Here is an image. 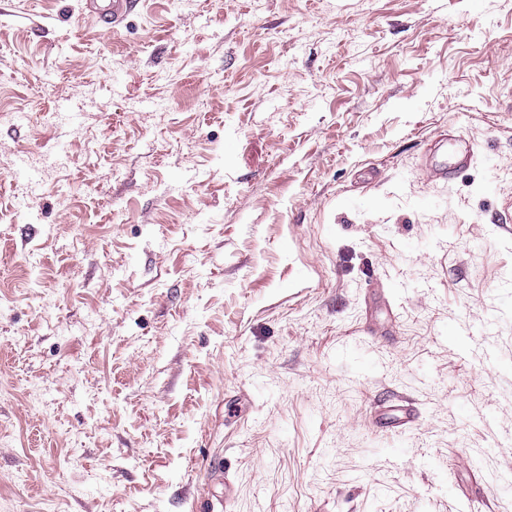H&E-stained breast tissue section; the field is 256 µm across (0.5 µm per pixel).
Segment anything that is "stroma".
I'll use <instances>...</instances> for the list:
<instances>
[{
    "mask_svg": "<svg viewBox=\"0 0 512 512\" xmlns=\"http://www.w3.org/2000/svg\"><path fill=\"white\" fill-rule=\"evenodd\" d=\"M508 437L512 0H0V512H512ZM89 15L116 30L136 6V0H87ZM460 141V137L455 135L453 132L448 131V136L446 138H443L438 146L437 149L443 147L447 142L451 146H454L453 153L451 155L452 161L448 162L447 164H442L439 167H431L430 171L433 174V177L437 179L447 180L451 181L453 180L456 175L467 168L472 160L473 150L472 148L466 149L464 152L457 150L456 145Z\"/></svg>",
    "mask_w": 512,
    "mask_h": 512,
    "instance_id": "1",
    "label": "stroma"
}]
</instances>
